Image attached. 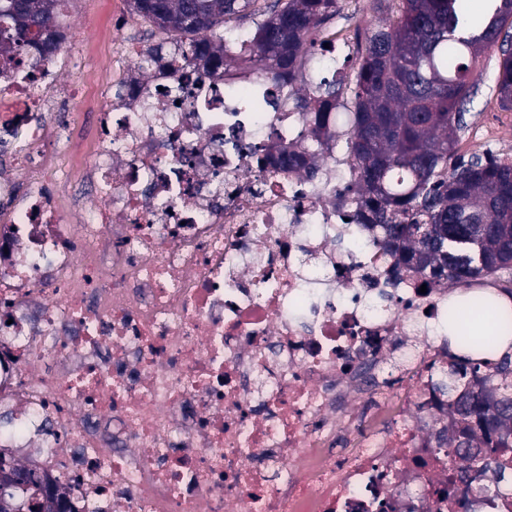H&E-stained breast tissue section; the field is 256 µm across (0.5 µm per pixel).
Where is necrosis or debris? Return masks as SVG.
Masks as SVG:
<instances>
[{
    "instance_id": "1",
    "label": "necrosis or debris",
    "mask_w": 512,
    "mask_h": 512,
    "mask_svg": "<svg viewBox=\"0 0 512 512\" xmlns=\"http://www.w3.org/2000/svg\"><path fill=\"white\" fill-rule=\"evenodd\" d=\"M70 46L0 78V413L26 432L18 460L79 512H512V471L439 451L447 289L392 278L336 154L317 182L273 166L301 123L287 91L243 68L145 69L124 42L85 137L49 119L80 95Z\"/></svg>"
}]
</instances>
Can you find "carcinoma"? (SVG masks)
Returning a JSON list of instances; mask_svg holds the SVG:
<instances>
[{
	"mask_svg": "<svg viewBox=\"0 0 512 512\" xmlns=\"http://www.w3.org/2000/svg\"><path fill=\"white\" fill-rule=\"evenodd\" d=\"M70 0H0V77L22 64L47 63L64 41ZM350 0H128L132 14L178 43L179 60L209 73L248 59L276 88L288 86L305 119L299 143L277 165L298 168L336 141L344 151L358 217L384 235L374 243L396 258L397 278L420 276L450 288H473L448 303V331L465 355H449L439 389L454 399L455 447L512 448V160L490 150L459 153L476 95L477 64L496 50L492 91L512 109V0H486L479 15L462 0H364L381 14L354 44H332L326 24ZM258 16L252 37L237 22ZM329 47H324V44ZM341 52L348 75L306 76L316 54ZM351 112L335 131L340 99ZM506 347L494 372L483 359ZM21 478L8 490L22 512H68L56 483L0 449V465Z\"/></svg>",
	"mask_w": 512,
	"mask_h": 512,
	"instance_id": "1",
	"label": "carcinoma"
}]
</instances>
